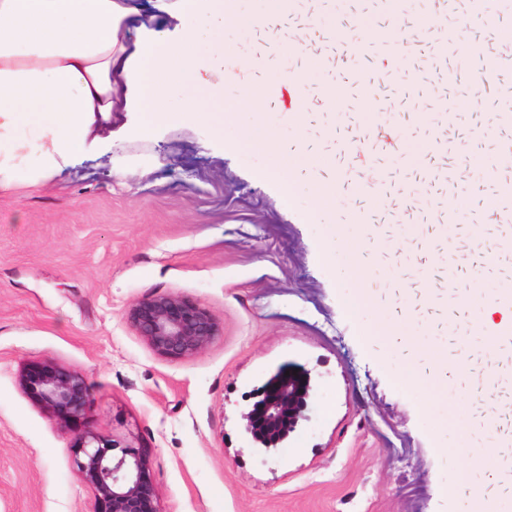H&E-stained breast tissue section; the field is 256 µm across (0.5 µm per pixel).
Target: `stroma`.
<instances>
[{
    "instance_id": "stroma-1",
    "label": "stroma",
    "mask_w": 512,
    "mask_h": 512,
    "mask_svg": "<svg viewBox=\"0 0 512 512\" xmlns=\"http://www.w3.org/2000/svg\"><path fill=\"white\" fill-rule=\"evenodd\" d=\"M355 21L372 34L384 19L374 0H305L256 31L225 23L223 67L164 100L175 112L187 95L220 90L208 107L225 113L223 135L172 125L136 140L122 127L138 121L131 113L47 185L0 193V512L93 508L72 466V427L50 420L18 383L24 368L47 361L90 385L86 420L101 437L145 448L159 512H465V497L439 493L463 473L471 493L495 512L506 508L486 463L505 453L503 427L486 426L501 408L487 381L512 354L484 340L468 297L502 286L491 256L512 258V245L489 232L507 184L474 188L470 226L446 230L407 210L400 186L428 162L453 166L462 182L473 177L453 153L429 154L426 119L411 112L395 185L376 179L382 145L362 122L364 84L331 97L325 70L306 67L313 53L342 67L322 32ZM286 71L307 87L295 122L278 133L294 199L258 179L271 152L238 144L254 113L281 109L278 95L257 100L244 87ZM510 79L512 66L499 68L457 121L475 155L485 154L482 127L499 108L495 83ZM114 157L140 172L122 177ZM343 169L350 186L315 201L313 185ZM372 190L383 206L355 223ZM446 237L468 265L455 289L436 261ZM363 288L372 300L354 308ZM152 292L200 301L221 335L189 358L157 355L126 322L130 305ZM462 329L473 333L471 348L449 350ZM414 359L409 388L399 377ZM288 363L318 385L309 421L266 457L251 448L240 412Z\"/></svg>"
}]
</instances>
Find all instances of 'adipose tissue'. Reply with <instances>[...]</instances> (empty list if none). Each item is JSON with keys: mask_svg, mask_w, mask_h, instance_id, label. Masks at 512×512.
<instances>
[{"mask_svg": "<svg viewBox=\"0 0 512 512\" xmlns=\"http://www.w3.org/2000/svg\"><path fill=\"white\" fill-rule=\"evenodd\" d=\"M182 37L127 0H0V192L49 182L97 145L116 112L145 139L172 123L224 120L196 97L161 107L172 75L220 63L226 0H177Z\"/></svg>", "mask_w": 512, "mask_h": 512, "instance_id": "obj_1", "label": "adipose tissue"}]
</instances>
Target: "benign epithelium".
Wrapping results in <instances>:
<instances>
[{"mask_svg": "<svg viewBox=\"0 0 512 512\" xmlns=\"http://www.w3.org/2000/svg\"><path fill=\"white\" fill-rule=\"evenodd\" d=\"M129 326L157 355L191 357L221 332L200 302L174 293H150L131 305ZM22 391L53 420L76 426L72 464L94 491V512H158V488L146 453L125 439H103L84 423L92 391L83 377L52 362L38 363L19 378ZM315 390L312 372L302 366L278 369L252 394L241 411L244 431L266 454L308 420V400Z\"/></svg>", "mask_w": 512, "mask_h": 512, "instance_id": "7a95c632", "label": "benign epithelium"}]
</instances>
